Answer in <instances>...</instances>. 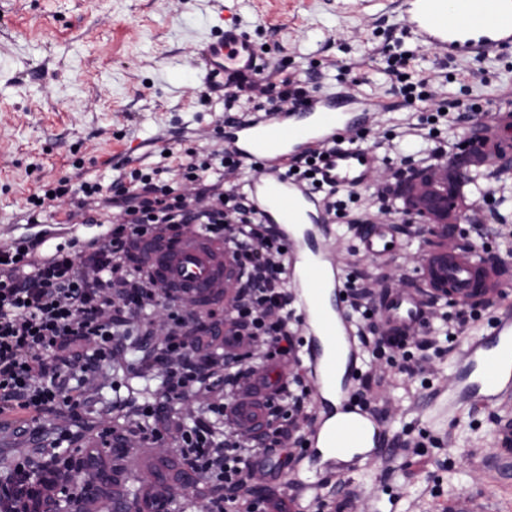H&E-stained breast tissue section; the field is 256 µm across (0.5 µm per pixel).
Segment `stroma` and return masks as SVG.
I'll return each mask as SVG.
<instances>
[{"mask_svg": "<svg viewBox=\"0 0 512 512\" xmlns=\"http://www.w3.org/2000/svg\"><path fill=\"white\" fill-rule=\"evenodd\" d=\"M233 11L265 46L266 69L312 80L319 95L355 90L381 102L382 116L361 144L398 130L423 103H406L387 70L404 18L395 0L376 11L358 0H234ZM216 11L212 0H0V241L28 232L27 200L43 185L82 176L109 186L125 158L152 165L161 148H219L209 132L224 96L202 97L196 51ZM418 68L441 76L457 112L480 108L486 129L512 113V48L445 57L418 52ZM496 168L481 182L496 189L479 202L482 231L465 224L461 238L503 257L512 274V247L493 233L494 213L512 218V186ZM477 223V224H478ZM390 434L419 445L422 466L402 458L372 459L339 476L341 494L372 491L377 512H438L465 491L484 512H512V466L484 460L495 413L462 412L449 422L456 443L434 438L428 390L386 382Z\"/></svg>", "mask_w": 512, "mask_h": 512, "instance_id": "obj_1", "label": "stroma"}]
</instances>
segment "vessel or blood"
<instances>
[{"label":"vessel or blood","instance_id":"obj_1","mask_svg":"<svg viewBox=\"0 0 512 512\" xmlns=\"http://www.w3.org/2000/svg\"><path fill=\"white\" fill-rule=\"evenodd\" d=\"M405 32L419 47L446 56H486L512 45V0H397ZM195 62L205 83L253 76L263 69V52L239 20L213 26L198 48ZM379 112L374 100L352 92L312 95L300 104L272 112H252L224 124L221 138L233 158L253 174L246 185L262 223L273 225L286 248L288 286L301 301L300 356L281 358L252 374L245 395L233 404L232 417L249 434L267 426L263 398L284 385L290 372L309 377L314 418L306 427L296 463L318 462L341 475L361 461L376 458L388 442L384 417L363 408L353 390L364 375L357 341V322L348 313L349 260L327 213L328 187L357 189L385 179L388 170L372 150L356 144L374 129ZM499 131L469 146L467 158L488 165L498 153L512 150V115L499 116ZM323 152L318 185L289 173L298 156ZM448 180L441 165L421 180L425 207L436 204L435 189ZM432 242L414 260L417 287L382 290L370 311L385 335L395 339L418 335L432 322L435 298L477 311L476 331L455 347V369L437 382L431 399L440 421L465 408L503 411L488 456L512 462V276L500 263L484 260L459 242L457 225H430ZM149 277L188 305L205 309L230 300L238 275L223 241L193 224L177 230L161 227L140 240ZM403 244L384 217L366 226L356 244L359 259L375 260L400 253ZM288 468L283 455L262 451L252 462L257 484L278 487ZM139 494L126 495L127 480L112 478V495L95 497L86 512H141L144 502L165 504L174 489L159 485L150 464L138 469Z\"/></svg>","mask_w":512,"mask_h":512}]
</instances>
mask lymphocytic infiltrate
Instances as JSON below:
<instances>
[{
  "mask_svg": "<svg viewBox=\"0 0 512 512\" xmlns=\"http://www.w3.org/2000/svg\"><path fill=\"white\" fill-rule=\"evenodd\" d=\"M399 92L433 105L430 114L407 124L401 140L428 139L443 116L435 105L436 81L424 76ZM307 93L290 75L276 82L261 74L241 78L224 94V118L234 120L247 102L259 110ZM240 173L228 150L189 148L174 166L126 161L107 189L88 179L75 184L62 178L31 203L29 223H39L46 202L67 198L73 204L67 220L99 224L101 232L64 244L39 233L0 245V437L19 440L25 449L23 457L0 465V512H18L17 500L51 471L49 462L62 445L78 443L76 431L58 430L50 415L76 416L88 408L87 381L125 351L124 340L133 334L139 337L144 377L156 382L158 391L138 406L133 428H102L92 447L171 442L205 478L196 493L208 486L222 489L211 512H277L272 495L249 490L247 467L259 449L280 447L286 439L299 442L312 406L296 373L270 404L272 430L245 437L228 417L241 379L257 362L298 354L286 257L258 220ZM174 224H201L224 237L240 277L223 322L201 326L196 336L181 333L193 312L165 303L160 289L129 264L141 236ZM160 309L168 329L157 348L152 333L139 327ZM361 334L399 377L429 385L427 368L443 355L433 326L400 343L369 319ZM198 396L204 407L194 417L183 416V405Z\"/></svg>",
  "mask_w": 512,
  "mask_h": 512,
  "instance_id": "obj_1",
  "label": "lymphocytic infiltrate"
}]
</instances>
